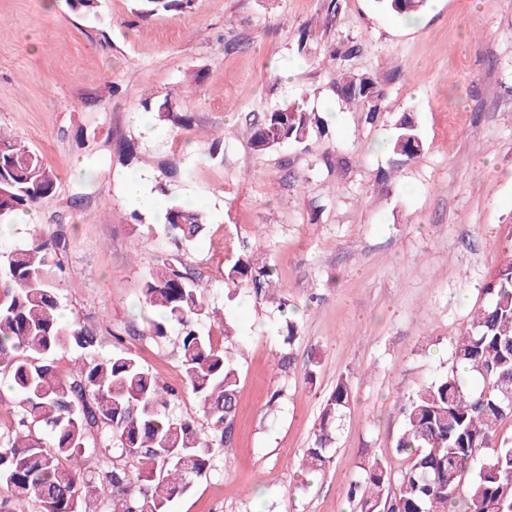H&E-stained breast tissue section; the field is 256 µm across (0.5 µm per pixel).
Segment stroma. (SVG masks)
Returning <instances> with one entry per match:
<instances>
[{
  "mask_svg": "<svg viewBox=\"0 0 512 512\" xmlns=\"http://www.w3.org/2000/svg\"><path fill=\"white\" fill-rule=\"evenodd\" d=\"M329 1L192 0L144 19L137 0H99L93 17L66 0H0V129L58 176L32 214L66 240L64 319L94 328L103 355L121 335L178 388L173 414L199 422L175 336L144 334L143 277L179 254L201 273L206 308L234 326L233 441L172 512H349L346 491L368 460L406 466L394 448L402 396L447 370L454 336L512 258V0H428L411 20L375 0H333L331 14ZM349 46V60L332 59ZM346 72L377 78L376 122L343 100ZM147 97L191 113V126L156 124ZM299 97L324 127L257 154L251 122ZM404 112L423 149L396 168L389 144ZM146 171L152 197L206 213L205 239L175 251L155 207L126 205L127 180ZM245 252L276 267L275 294L295 309L289 373L277 359L290 315L246 287L227 296L224 265ZM342 376L352 404L335 461L301 473Z\"/></svg>",
  "mask_w": 512,
  "mask_h": 512,
  "instance_id": "obj_1",
  "label": "stroma"
}]
</instances>
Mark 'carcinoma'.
I'll return each mask as SVG.
<instances>
[{
  "instance_id": "carcinoma-1",
  "label": "carcinoma",
  "mask_w": 512,
  "mask_h": 512,
  "mask_svg": "<svg viewBox=\"0 0 512 512\" xmlns=\"http://www.w3.org/2000/svg\"><path fill=\"white\" fill-rule=\"evenodd\" d=\"M143 17L169 12L189 0H139ZM398 16L411 17L425 0H376ZM344 99L379 114V83L342 77ZM142 107L174 129L191 123L168 103ZM318 125L301 98L252 124L251 145L266 153L303 144ZM423 148L410 113L396 124L391 150L399 164ZM58 177L36 151L0 135V217L37 206L56 191ZM176 243L195 242L207 229L204 212L178 203L159 219ZM61 238L39 225L25 246L0 257V371L14 393L9 422L0 426V512H171L195 477L212 465L218 448L234 434L240 381L234 328L201 300L200 276L183 270L179 256L149 269L142 280L151 336L177 329L183 382L203 405L207 429L175 418L169 408L176 389L161 386L121 345L108 356L96 351L94 331L60 318L58 289L63 267ZM233 285L261 297L275 285L276 268L239 255L225 265ZM487 304L474 311L452 342L448 370L403 399L397 453L409 459L395 473L375 457L347 491L350 512H512V442L499 427L512 418V260L483 288ZM76 354L69 376L53 365L61 352ZM352 402L340 377L324 400L315 438L300 460L306 471L333 463L332 444ZM112 450V466L98 485L82 468L95 453L94 434Z\"/></svg>"
}]
</instances>
